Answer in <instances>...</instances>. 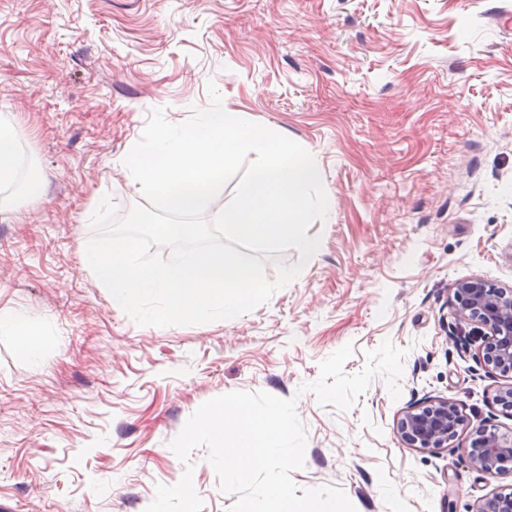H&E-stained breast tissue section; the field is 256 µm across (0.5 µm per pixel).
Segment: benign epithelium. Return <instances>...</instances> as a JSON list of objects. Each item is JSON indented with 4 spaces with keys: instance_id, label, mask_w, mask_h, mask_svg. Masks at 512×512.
I'll use <instances>...</instances> for the list:
<instances>
[{
    "instance_id": "7a95c632",
    "label": "benign epithelium",
    "mask_w": 512,
    "mask_h": 512,
    "mask_svg": "<svg viewBox=\"0 0 512 512\" xmlns=\"http://www.w3.org/2000/svg\"><path fill=\"white\" fill-rule=\"evenodd\" d=\"M453 311L458 324L470 326L473 333L485 337L484 364L512 380V289L481 279L460 282L454 289ZM467 427L462 411L446 399L411 407L397 421V433L408 447L431 452L451 445ZM462 452L472 466L494 476L503 463L512 460V433L485 424ZM475 512H512V492L483 499Z\"/></svg>"
}]
</instances>
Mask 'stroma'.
Masks as SVG:
<instances>
[{
	"label": "stroma",
	"instance_id": "obj_1",
	"mask_svg": "<svg viewBox=\"0 0 512 512\" xmlns=\"http://www.w3.org/2000/svg\"><path fill=\"white\" fill-rule=\"evenodd\" d=\"M274 127L321 171L320 248L272 254L301 272L238 320L140 326L83 265L103 195L143 202L124 159L154 109L211 107ZM0 120L19 133L0 190V313L52 345L39 365L0 336V512H145L177 483L170 448L205 401L295 399L303 489L340 487L356 512H474L512 490L461 446L407 447L406 408L458 404L470 431H512L482 343L463 341L457 283L512 288V0H0ZM405 348L401 394L375 377L341 412L305 386L345 344L360 372ZM202 512H229L203 451Z\"/></svg>",
	"mask_w": 512,
	"mask_h": 512
}]
</instances>
